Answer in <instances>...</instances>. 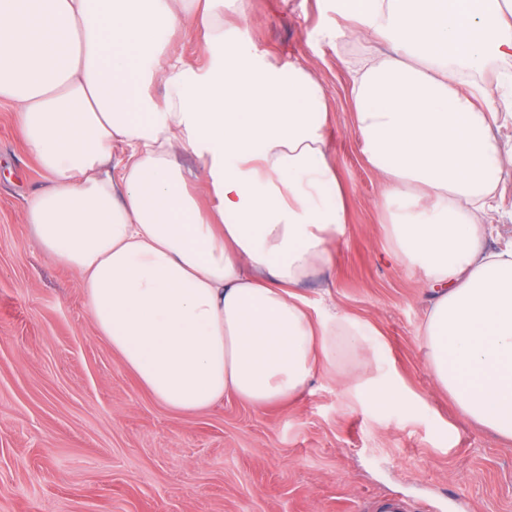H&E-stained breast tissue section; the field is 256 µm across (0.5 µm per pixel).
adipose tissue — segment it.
I'll return each mask as SVG.
<instances>
[{"instance_id": "ef3b65f1", "label": "adipose tissue", "mask_w": 512, "mask_h": 512, "mask_svg": "<svg viewBox=\"0 0 512 512\" xmlns=\"http://www.w3.org/2000/svg\"><path fill=\"white\" fill-rule=\"evenodd\" d=\"M386 45L350 72L354 129L382 177L397 253L428 291L430 375L460 414L512 440V246L487 250L507 163L491 92L464 82L512 60V0H333ZM248 0H0V102L47 178L23 219L79 275L98 336L162 405L257 408L376 351L353 317L297 288L332 262L348 224L329 104L305 65L238 49ZM201 18L210 53L173 41ZM165 88L154 98L152 84ZM125 162L113 168L114 148ZM191 153L201 209L175 160Z\"/></svg>"}]
</instances>
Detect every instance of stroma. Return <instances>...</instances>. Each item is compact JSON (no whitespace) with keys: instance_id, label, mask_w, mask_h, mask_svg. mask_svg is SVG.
<instances>
[{"instance_id":"35a3bbf8","label":"stroma","mask_w":512,"mask_h":512,"mask_svg":"<svg viewBox=\"0 0 512 512\" xmlns=\"http://www.w3.org/2000/svg\"><path fill=\"white\" fill-rule=\"evenodd\" d=\"M347 26L328 0H249L241 50L300 62L325 85L329 137L348 201L345 237L322 276L299 286L378 333L383 373L408 415L322 371L298 398L259 409L227 397L177 414L97 335L77 274L39 251L22 220L45 177L0 105V512H512V443L469 423L435 388L419 336L421 275L391 259L382 178L354 130L351 65L368 43H328Z\"/></svg>"}]
</instances>
